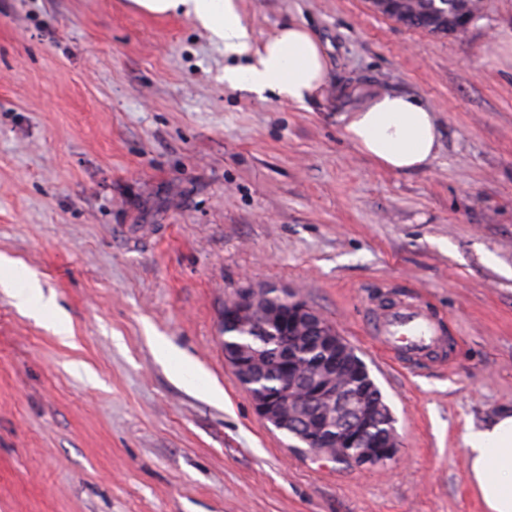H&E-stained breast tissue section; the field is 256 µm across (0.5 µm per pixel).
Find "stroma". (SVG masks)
I'll return each instance as SVG.
<instances>
[{"mask_svg":"<svg viewBox=\"0 0 512 512\" xmlns=\"http://www.w3.org/2000/svg\"><path fill=\"white\" fill-rule=\"evenodd\" d=\"M241 7L257 39L294 22L321 42V98L226 87L182 14L0 0V256L73 330L0 288V512H484L464 437L512 408V0L461 39L368 0ZM375 87L437 113L427 169L345 140ZM249 284L297 290L354 348L393 460H317L260 418L221 347ZM404 296L439 315L447 365L374 345L368 309Z\"/></svg>","mask_w":512,"mask_h":512,"instance_id":"1","label":"stroma"}]
</instances>
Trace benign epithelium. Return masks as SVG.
I'll use <instances>...</instances> for the list:
<instances>
[{
  "instance_id": "1",
  "label": "benign epithelium",
  "mask_w": 512,
  "mask_h": 512,
  "mask_svg": "<svg viewBox=\"0 0 512 512\" xmlns=\"http://www.w3.org/2000/svg\"><path fill=\"white\" fill-rule=\"evenodd\" d=\"M259 318L273 322L284 337L277 392L269 394L254 387V373L262 365L260 355L224 341V360L249 389L258 415L286 435L298 434L306 450L318 459L334 461L350 454L352 464L359 467L393 459L398 447L396 433L390 430L369 437L381 408L353 386V375L336 361L346 350L336 329L286 288L250 286L224 303L226 327L244 329ZM312 329L323 336L327 352L317 368L303 374L293 360L291 345L306 340Z\"/></svg>"
}]
</instances>
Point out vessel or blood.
Masks as SVG:
<instances>
[{
  "label": "vessel or blood",
  "instance_id": "1",
  "mask_svg": "<svg viewBox=\"0 0 512 512\" xmlns=\"http://www.w3.org/2000/svg\"><path fill=\"white\" fill-rule=\"evenodd\" d=\"M369 330L382 352L398 363L422 360L446 342L436 315L411 298L373 313Z\"/></svg>",
  "mask_w": 512,
  "mask_h": 512
}]
</instances>
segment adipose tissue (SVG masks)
<instances>
[{
  "label": "adipose tissue",
  "mask_w": 512,
  "mask_h": 512,
  "mask_svg": "<svg viewBox=\"0 0 512 512\" xmlns=\"http://www.w3.org/2000/svg\"><path fill=\"white\" fill-rule=\"evenodd\" d=\"M147 14L181 12L193 17L227 56L245 57L242 66L224 69V83L256 95L276 92L282 100L303 104L326 86L324 49L305 27L281 25L257 39L242 15L239 0H131ZM344 136L379 168L408 173L428 168L441 148L436 112L416 97L380 90L340 117ZM470 482L486 512H512V409H504L465 439Z\"/></svg>",
  "instance_id": "obj_1"
}]
</instances>
